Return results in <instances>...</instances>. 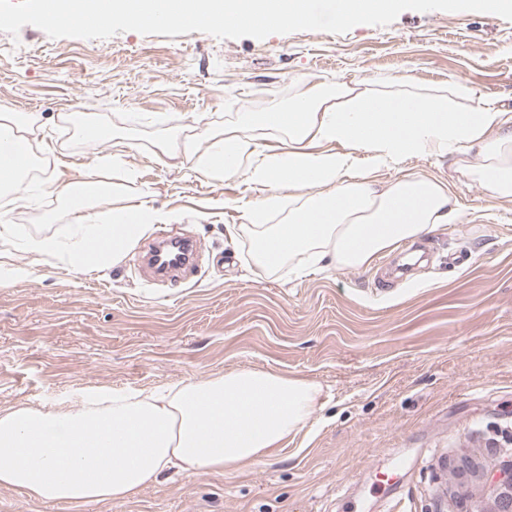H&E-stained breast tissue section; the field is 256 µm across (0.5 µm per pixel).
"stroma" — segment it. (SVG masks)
Instances as JSON below:
<instances>
[{
  "label": "stroma",
  "instance_id": "obj_1",
  "mask_svg": "<svg viewBox=\"0 0 512 512\" xmlns=\"http://www.w3.org/2000/svg\"><path fill=\"white\" fill-rule=\"evenodd\" d=\"M426 98L449 83L512 107V21L478 12L405 11L387 26L343 34L300 31L218 39L191 32L107 39L50 38L24 26L0 32V114L34 118V160L44 164L23 192L0 200V410L17 405L70 411L91 392L144 390L236 368L302 376L323 388L310 426L273 457L224 472L161 483L123 500L88 505L38 502L0 488V512H460L449 461L466 454L485 470L512 434V197H489L465 179L476 152L425 153L375 172L390 183L407 172L452 189L460 219L421 239L428 254L404 280L392 266L411 241L370 266L316 271L296 258L275 268L249 260L247 239L225 227L245 221L258 199L242 179L205 180L158 147L165 113L196 148L202 129L237 114L277 112L308 78L356 91L398 75ZM67 112H91L102 135L71 128ZM134 147L113 159L114 137ZM50 142L55 154L44 153ZM93 175L112 184L92 204L59 198V184ZM146 203L172 219L160 234L193 236L199 267L154 283L136 249L78 272L25 250V237H66L78 212L101 217ZM452 255L463 256L458 265ZM397 484L381 488L378 473Z\"/></svg>",
  "mask_w": 512,
  "mask_h": 512
}]
</instances>
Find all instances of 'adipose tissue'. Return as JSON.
I'll return each instance as SVG.
<instances>
[{"instance_id":"1","label":"adipose tissue","mask_w":512,"mask_h":512,"mask_svg":"<svg viewBox=\"0 0 512 512\" xmlns=\"http://www.w3.org/2000/svg\"><path fill=\"white\" fill-rule=\"evenodd\" d=\"M392 84L390 94L357 93L339 80L309 86L290 111L239 116L243 132L203 129L209 146L202 152L165 116L155 122L167 129L165 155L203 177L242 176L262 188L264 198L246 207V223L228 229L249 238L255 266L303 256L324 269L366 267L394 245L453 223L459 207L447 183L432 176L373 181L354 151H371L376 168L412 154L474 151L482 162L464 167V176L491 196H512V111L488 99L473 112L450 111V96L466 92L457 85L414 112L407 78ZM255 124L285 128L287 136L261 148L246 132ZM282 181L310 192L289 201L287 223L271 224L267 211ZM127 218L118 212L111 223L90 226L70 264L87 269L126 253L147 230ZM320 395V385L303 377L240 369L147 393H94L74 412L0 411V487L87 505L130 497L170 469L192 476L260 462L307 426Z\"/></svg>"}]
</instances>
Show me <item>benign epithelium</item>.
Wrapping results in <instances>:
<instances>
[{
  "mask_svg": "<svg viewBox=\"0 0 512 512\" xmlns=\"http://www.w3.org/2000/svg\"><path fill=\"white\" fill-rule=\"evenodd\" d=\"M462 482L454 496L469 502L467 512H512V456L504 457L491 476L475 460L460 456L453 464Z\"/></svg>",
  "mask_w": 512,
  "mask_h": 512,
  "instance_id": "1",
  "label": "benign epithelium"
}]
</instances>
